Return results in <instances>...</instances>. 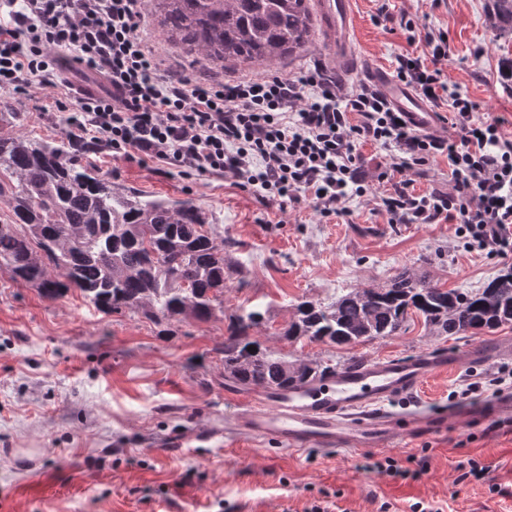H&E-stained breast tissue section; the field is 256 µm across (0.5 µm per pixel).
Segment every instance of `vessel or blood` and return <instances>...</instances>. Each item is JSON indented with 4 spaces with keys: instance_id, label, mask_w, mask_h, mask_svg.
<instances>
[{
    "instance_id": "vessel-or-blood-1",
    "label": "vessel or blood",
    "mask_w": 512,
    "mask_h": 512,
    "mask_svg": "<svg viewBox=\"0 0 512 512\" xmlns=\"http://www.w3.org/2000/svg\"><path fill=\"white\" fill-rule=\"evenodd\" d=\"M322 37L323 63L366 82L406 121L422 131L435 125L433 111L410 86L360 59L352 40L353 0H313ZM512 356V337L473 344L463 352H423L406 359H371L337 370L312 384L272 393L252 392L238 404L235 422L244 434L273 439L289 449L391 447L397 439L447 432L465 419L512 414V394L435 413L400 414L389 403L407 397L423 382L461 364Z\"/></svg>"
}]
</instances>
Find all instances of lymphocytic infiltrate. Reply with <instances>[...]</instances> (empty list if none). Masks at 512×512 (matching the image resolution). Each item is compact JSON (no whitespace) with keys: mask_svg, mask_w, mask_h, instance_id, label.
Listing matches in <instances>:
<instances>
[{"mask_svg":"<svg viewBox=\"0 0 512 512\" xmlns=\"http://www.w3.org/2000/svg\"><path fill=\"white\" fill-rule=\"evenodd\" d=\"M142 11L143 0H0V88H59V55L73 54L112 86L111 97L75 99L73 114L77 130L114 158L229 178L283 204L307 196L324 216L343 213L351 197L370 190L357 141L390 148L397 172L443 156L453 194L398 188L382 199L390 223L452 216L482 249L512 253V139L499 120L476 118L475 103L451 92L441 70L404 55L396 75L431 101L448 97L453 140L416 131L367 87L338 96L318 70L296 79L174 77L139 33ZM307 87L314 90L308 98ZM353 113L358 123L350 122Z\"/></svg>","mask_w":512,"mask_h":512,"instance_id":"lymphocytic-infiltrate-1","label":"lymphocytic infiltrate"}]
</instances>
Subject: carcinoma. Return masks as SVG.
Segmentation results:
<instances>
[{"mask_svg":"<svg viewBox=\"0 0 512 512\" xmlns=\"http://www.w3.org/2000/svg\"><path fill=\"white\" fill-rule=\"evenodd\" d=\"M163 6L169 42L216 62L269 65L310 45V0H150ZM492 28L512 35V0H491ZM16 113L0 104V270L47 300L73 290L105 313L138 310L162 325L187 312L209 317L224 298V243L193 201L141 202L81 164L76 148L5 130ZM455 336L512 327V267L476 292L446 289L405 272L382 288H355L329 306L303 301L285 335L338 347L396 336L410 315ZM264 319L251 310L224 337V373L237 387L286 391L336 373L307 362L293 375L285 360L251 339ZM255 350H249V347Z\"/></svg>","mask_w":512,"mask_h":512,"instance_id":"obj_1","label":"carcinoma"}]
</instances>
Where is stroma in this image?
<instances>
[{"label":"stroma","instance_id":"stroma-1","mask_svg":"<svg viewBox=\"0 0 512 512\" xmlns=\"http://www.w3.org/2000/svg\"><path fill=\"white\" fill-rule=\"evenodd\" d=\"M353 42L365 60L395 70L402 54L427 56L426 34H444L450 47L437 64L449 86L477 105V117L497 119L512 138V36L489 28L488 0H354ZM414 31H407L406 21ZM0 92L19 117L14 132L57 143L69 140V88ZM372 187L344 214L322 216L312 201L281 206L232 181L113 158L96 148L84 163L105 174L116 191L141 201L193 200L224 240V302L201 320L185 314L160 327L136 310L104 313L71 291L50 301L0 271V512H304L329 501L340 512H410L412 503L438 502L444 512H512V422H464L448 432L401 440L387 450L350 452L281 449L278 441L247 439L234 425L219 349L235 315L260 309L265 323L251 334L288 362L331 359L348 365L405 358L423 351L464 350L487 332L432 333L412 315L398 335L345 349L284 331L299 301L323 305L362 286H384L402 270L444 288L473 291L512 256L488 254L460 237L456 219L393 224L383 196L405 184L411 192L450 193L447 158L380 179L388 153L371 141L356 144ZM428 378L415 396L396 401L431 411L455 406L469 371ZM212 432L210 441L197 434ZM40 454L38 479L17 466L12 452ZM394 458L426 469L392 479L363 470L366 458ZM477 460L482 478L463 476Z\"/></svg>","mask_w":512,"mask_h":512}]
</instances>
